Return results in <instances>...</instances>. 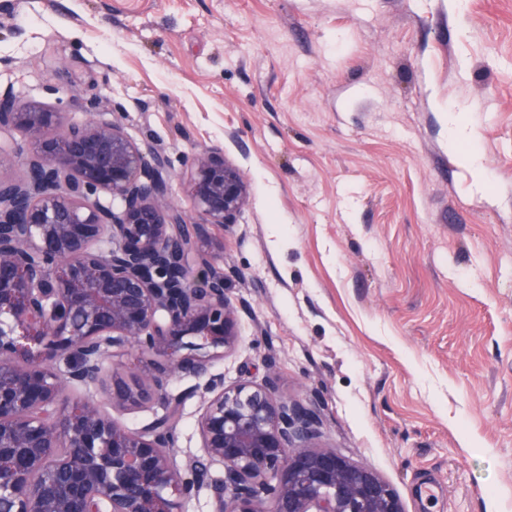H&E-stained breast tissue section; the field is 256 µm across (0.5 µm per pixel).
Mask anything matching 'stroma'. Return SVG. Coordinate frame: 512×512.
<instances>
[{
	"label": "stroma",
	"mask_w": 512,
	"mask_h": 512,
	"mask_svg": "<svg viewBox=\"0 0 512 512\" xmlns=\"http://www.w3.org/2000/svg\"><path fill=\"white\" fill-rule=\"evenodd\" d=\"M0 89L119 115L188 217L223 148L249 196L206 228L240 329L212 373L274 356L406 512H512V0H0ZM198 384L167 383L182 461Z\"/></svg>",
	"instance_id": "obj_1"
}]
</instances>
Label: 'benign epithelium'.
Returning a JSON list of instances; mask_svg holds the SVG:
<instances>
[{"label":"benign epithelium","instance_id":"benign-epithelium-1","mask_svg":"<svg viewBox=\"0 0 512 512\" xmlns=\"http://www.w3.org/2000/svg\"><path fill=\"white\" fill-rule=\"evenodd\" d=\"M0 501L9 512H180L209 491L212 512H406L368 465L321 447L312 395L265 380L233 387L209 374L238 342L224 273L204 258L206 225L236 223L248 186L224 150L190 161L197 220L166 204L168 158L119 121L64 123L61 113L0 92ZM135 346L155 358L104 383V361ZM64 369H57L58 364ZM176 374L206 378L197 421L205 455L177 458ZM72 387H105L112 408L163 413L129 429L94 399L59 407ZM220 464L223 474L212 467Z\"/></svg>","mask_w":512,"mask_h":512}]
</instances>
